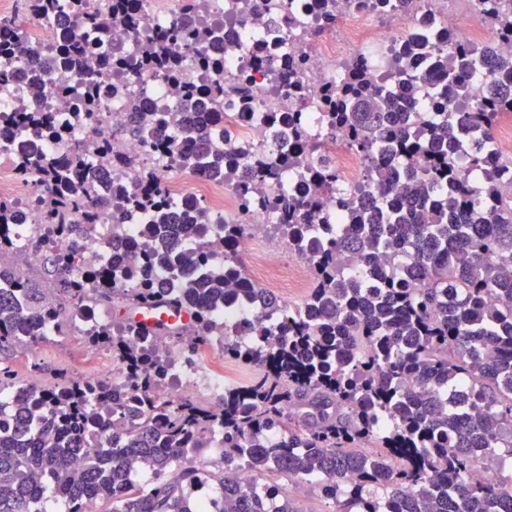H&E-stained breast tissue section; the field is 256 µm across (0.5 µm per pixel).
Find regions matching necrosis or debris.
Wrapping results in <instances>:
<instances>
[{"mask_svg": "<svg viewBox=\"0 0 512 512\" xmlns=\"http://www.w3.org/2000/svg\"><path fill=\"white\" fill-rule=\"evenodd\" d=\"M109 0H92L91 9L100 11L104 28L93 40L98 53L128 56L135 52L145 34L171 24L183 14L182 0H146L136 29L112 25ZM199 18H213L224 23V98L219 109L224 114V143L241 154L244 163L255 166L276 152L287 139V124L269 129V112H299L306 131L309 164L325 160L341 176L345 190L366 182V162L349 143L347 132L330 135L324 129L325 112L321 107L323 89L340 85L346 78V66L353 60L366 59L380 83L394 79V52L402 39L415 37L428 52H444L440 35L447 30L464 28L468 42L476 46L495 44L499 55H512V44L500 41L494 29L478 11L459 18L449 9L448 0H338L330 15L315 17L310 0H199ZM305 60L302 83L304 97L292 95L288 86V58ZM17 63L0 59V111L28 112L39 109L53 113L57 122L72 127L75 139H91L88 128L74 119L76 104L72 96H48L33 99L28 87L12 76ZM248 87L253 109L241 112L236 103L239 87ZM147 101L156 112L175 111L179 90L171 82L145 69L127 78L123 93L104 101L99 127L103 131L127 124L132 112L126 94ZM28 144L25 136L11 144L0 143V199L17 202L24 214L23 223L11 228L10 249L31 252L34 235L48 234L51 246L74 252L83 260L110 265L118 258V245L139 238L145 214L129 208L124 223L90 224L78 239L48 232L43 222L45 205L37 187L21 173L17 155ZM151 136L129 138L111 143L103 162L112 178L138 186L144 171L152 169ZM165 204L169 212H179L186 201L203 206L212 225L226 224L233 217L243 218L247 231L238 247L248 258L246 274L258 287L274 295L284 291L302 293L311 285L307 262L291 252L287 238L277 233L278 225L287 223L284 209L268 205L267 193L255 185L244 184L231 174L212 176L199 169L191 179L171 176L163 180ZM33 260L41 253L31 252ZM156 356L168 369L167 393L177 400L195 392L199 382H207L212 391L227 387L223 362L203 365L199 356L189 354L171 340L154 347Z\"/></svg>", "mask_w": 512, "mask_h": 512, "instance_id": "4bbe7bcc", "label": "necrosis or debris"}]
</instances>
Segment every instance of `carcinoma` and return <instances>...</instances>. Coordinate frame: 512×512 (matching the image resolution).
Listing matches in <instances>:
<instances>
[{"mask_svg":"<svg viewBox=\"0 0 512 512\" xmlns=\"http://www.w3.org/2000/svg\"><path fill=\"white\" fill-rule=\"evenodd\" d=\"M57 2L23 0L22 9L35 18L54 11ZM87 2L69 0L68 7L93 27ZM471 5L489 10L497 35L512 41L511 10L500 11L490 0ZM142 7L143 0H116L113 24L135 28ZM223 40L222 25L189 28L178 20L145 41L139 56L102 58L72 34L52 45L29 43L21 21L0 20V57L41 62L48 79L30 83L38 98L70 93L66 77L77 78L83 121H97L100 99L120 92L111 82L114 68H149L183 89L174 112H152L131 99L137 121L109 137L98 133L92 142L69 140L50 112H0L5 133L23 128L68 144L61 156L29 151L19 158L21 171L50 200L44 223L62 234H81L82 225L73 222L77 212L88 224H118L125 213L113 208L116 199L155 209L143 240L128 242L124 260L110 267H85L72 252L44 249L46 241L35 236L32 247L45 250L51 287L9 271V287H0V348L37 346L49 326L63 336L72 329L59 320L64 307L82 310L115 292L135 305L192 315L186 326L133 321L117 333L100 324L87 334L89 345L117 352L126 368L125 392L143 410L136 426L127 424L110 379L90 383L62 374L52 385L14 387L27 397L15 407L13 430L0 432V512H44L48 493L66 512H93L99 502L109 504L100 512H199L191 501L199 484L211 488L220 512H299L288 501V485L313 480L335 512H512V473L469 479L476 449L488 451L493 468L512 456V194L501 193L497 181L509 160L487 147L497 112L512 108V88L488 97L470 82L479 53L505 71H512V59L490 46L478 52L453 31L446 34L448 50L433 59L423 44L401 42L396 58L404 90H414L413 77L431 61L446 73L451 91L431 103L440 118L419 117L413 129L389 119L392 95L357 63L342 86L324 91L330 132L350 131L352 146L365 157L380 223H366L369 207L341 190L337 174L323 164L297 198L270 201L288 210V246L311 266L313 288L303 311L245 280L236 255L244 224L222 225L205 250L167 247L169 216L156 174L144 176L140 195L114 183L112 199L99 197L95 158L108 152L111 138L151 130L171 155L170 169L190 174L238 165V155L224 148L215 130L221 112L184 129L182 147L170 134L180 128L179 114L205 111L224 96V61L207 51ZM184 60L207 78L185 81ZM454 98L471 105L467 119L479 133L467 144L477 189L452 163L458 144ZM381 143L405 167L376 164L373 151ZM304 162L296 134L255 167L253 177L269 187ZM333 190L351 220L348 230L322 218V198ZM404 200L426 208L425 219L401 223ZM16 207L0 199V229L15 223ZM181 224L189 235L212 233L197 205L186 206ZM407 246L409 268L402 272ZM159 260L183 275L178 291L157 286ZM131 281L137 288L128 295L122 286ZM493 295L500 302H490ZM231 296L262 300L263 310L238 328L260 339L226 334L216 311ZM183 330L196 351L224 339V356L252 370V378L224 389L217 406L194 396L169 400L152 344L178 339ZM410 380L417 382L413 391L406 389ZM87 425L99 430L100 448L77 462L72 455L83 447ZM216 435L222 437L217 447ZM371 440L377 450L370 461L358 445ZM205 449L219 455L221 472L184 465L188 452ZM244 468L269 499L241 486ZM140 472L149 475L143 486L133 482Z\"/></svg>","mask_w":512,"mask_h":512,"instance_id":"1","label":"carcinoma"}]
</instances>
